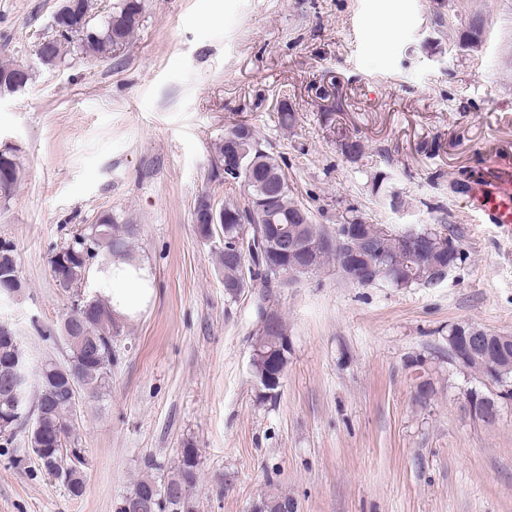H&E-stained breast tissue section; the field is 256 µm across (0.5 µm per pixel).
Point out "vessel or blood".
I'll return each mask as SVG.
<instances>
[{
	"label": "vessel or blood",
	"instance_id": "vessel-or-blood-1",
	"mask_svg": "<svg viewBox=\"0 0 512 512\" xmlns=\"http://www.w3.org/2000/svg\"><path fill=\"white\" fill-rule=\"evenodd\" d=\"M469 207L480 223L495 225L503 238H512V153L497 149L487 166L470 182Z\"/></svg>",
	"mask_w": 512,
	"mask_h": 512
}]
</instances>
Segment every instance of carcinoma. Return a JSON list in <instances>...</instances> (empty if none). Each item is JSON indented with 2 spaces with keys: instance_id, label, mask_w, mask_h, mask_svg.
Here are the masks:
<instances>
[{
  "instance_id": "obj_1",
  "label": "carcinoma",
  "mask_w": 512,
  "mask_h": 512,
  "mask_svg": "<svg viewBox=\"0 0 512 512\" xmlns=\"http://www.w3.org/2000/svg\"><path fill=\"white\" fill-rule=\"evenodd\" d=\"M76 10L59 23L60 30L52 40L41 47L40 63L56 66L66 56L79 52L100 60L118 57L142 25V0H117L112 13L102 20L93 14L92 0H75ZM0 74L17 78V84L0 85V93H13L32 79L29 68L13 63H0ZM229 137L239 140L243 154L241 174L232 176L235 184L244 187L243 201L228 199L216 204L223 212L224 221L205 234L204 225L196 227L203 240L223 238L218 251V262L224 273V291L238 297L246 288H269L276 273L269 269L265 249L244 251L239 241L267 236L272 231L277 237L296 244L297 252L288 254V262L309 266L316 271L333 261L341 267L342 257L358 247L355 241L339 240L336 231L313 222L310 210L293 198L285 168L276 156L267 152L254 130L238 124L215 144L216 159L224 157V144ZM20 174L16 156L9 149L0 151V200H9L14 194ZM367 232L374 240L370 262L386 269L377 281L356 282L359 287L385 283L393 288L406 289L421 285V258L410 252V245L401 231L384 224H368ZM134 228L128 224L121 228L112 223L107 214L94 226L76 230L62 245L50 253L51 272L67 290L85 287L93 267L105 268L112 259H131L129 237ZM17 269L16 246L10 240H0V266ZM61 335L72 336L67 342L68 360L64 364L44 362L34 369L11 324L0 321V413L21 411L29 406L30 378L37 382L35 404L42 412L39 430H29L30 448H47L50 453L38 457L41 468L51 476L64 474L70 494L79 497L85 488V450L80 448L72 404L64 392L66 380L79 385L84 396L99 398L105 394L112 379V339L119 335V325L112 316L110 306L102 299L85 298L83 309L72 308L64 318ZM254 343L266 352L274 350L280 365H288V349L272 336L259 330ZM468 370L484 379L492 377L491 362L485 354L477 352L470 358ZM198 453L191 445L182 449L177 468L164 478L146 477L135 483L133 491L144 490L156 500L158 512H192L188 494L174 499L168 493L171 487L192 489L198 479Z\"/></svg>"
}]
</instances>
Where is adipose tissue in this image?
Listing matches in <instances>:
<instances>
[{
    "label": "adipose tissue",
    "mask_w": 512,
    "mask_h": 512,
    "mask_svg": "<svg viewBox=\"0 0 512 512\" xmlns=\"http://www.w3.org/2000/svg\"><path fill=\"white\" fill-rule=\"evenodd\" d=\"M90 282L94 293L107 299L113 315L121 321L137 319L155 298V276L143 261L113 260L110 268L93 270Z\"/></svg>",
    "instance_id": "obj_1"
}]
</instances>
